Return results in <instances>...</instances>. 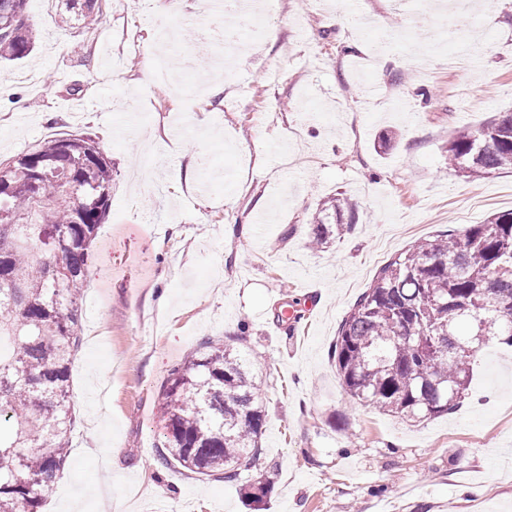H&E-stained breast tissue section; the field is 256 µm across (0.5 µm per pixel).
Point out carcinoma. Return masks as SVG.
I'll return each mask as SVG.
<instances>
[{
    "instance_id": "carcinoma-1",
    "label": "carcinoma",
    "mask_w": 512,
    "mask_h": 512,
    "mask_svg": "<svg viewBox=\"0 0 512 512\" xmlns=\"http://www.w3.org/2000/svg\"><path fill=\"white\" fill-rule=\"evenodd\" d=\"M99 0H61L59 22H102ZM25 0H0V60L29 55L37 33ZM448 165L465 180L512 168V112L448 141ZM112 197V162L89 135L51 139L0 161V512H41L43 491L72 443L71 364L80 346V299L89 252ZM356 203L346 193L312 217L321 251L350 235ZM512 212L412 245L381 268L338 331L336 369L345 391L384 413L416 420L465 398L476 354L452 358L439 336L470 335L512 346ZM247 354L206 340L171 370L161 392L167 416L162 467L241 480L259 451L265 414ZM268 483L241 493L259 503Z\"/></svg>"
}]
</instances>
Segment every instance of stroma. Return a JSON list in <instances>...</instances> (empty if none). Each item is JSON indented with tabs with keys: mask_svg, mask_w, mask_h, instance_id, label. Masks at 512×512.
<instances>
[{
	"mask_svg": "<svg viewBox=\"0 0 512 512\" xmlns=\"http://www.w3.org/2000/svg\"><path fill=\"white\" fill-rule=\"evenodd\" d=\"M208 3L161 17L155 0H102L84 31L59 24L57 0H27L38 48L0 63L24 101L0 99V161L85 134L113 167L80 302L69 463L42 512H68L79 491L85 512H512V346L492 342L464 401L416 423L348 396L333 358L388 260L512 210V169L465 182L446 153L456 131L512 111V0H277L222 70ZM357 12L379 25L359 28ZM161 62L202 95L143 81ZM339 192L355 230L311 250V218ZM227 336L266 415L242 474L272 486L257 508L236 484L156 461L171 369Z\"/></svg>",
	"mask_w": 512,
	"mask_h": 512,
	"instance_id": "35a3bbf8",
	"label": "stroma"
}]
</instances>
